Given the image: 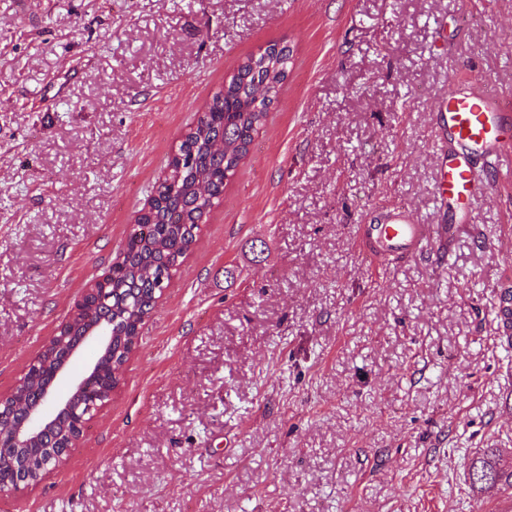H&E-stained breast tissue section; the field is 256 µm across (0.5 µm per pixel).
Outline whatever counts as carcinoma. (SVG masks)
Wrapping results in <instances>:
<instances>
[{"mask_svg": "<svg viewBox=\"0 0 512 512\" xmlns=\"http://www.w3.org/2000/svg\"><path fill=\"white\" fill-rule=\"evenodd\" d=\"M290 59V47L273 42L239 63L224 88L183 135L177 155L169 162L167 177L112 262L107 291L60 327L57 347L41 352L36 360L38 369L27 374L14 400L36 399L45 375L64 357L70 344L86 329L99 325L112 328V351L98 358L97 373L86 385L81 407L101 391L103 381L116 380L114 374L121 373L145 319L196 242L200 226L224 194L226 181L263 128L287 78ZM77 431L73 417L63 416L56 424L50 448L45 444L36 449L11 448L5 439L0 443V469L10 473L16 469L37 482L43 476L45 456L51 451L68 454L70 438ZM465 468L474 487L512 488V464H504L492 449L469 458Z\"/></svg>", "mask_w": 512, "mask_h": 512, "instance_id": "obj_1", "label": "carcinoma"}]
</instances>
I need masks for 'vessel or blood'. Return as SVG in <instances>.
Returning a JSON list of instances; mask_svg holds the SVG:
<instances>
[{
	"label": "vessel or blood",
	"mask_w": 512,
	"mask_h": 512,
	"mask_svg": "<svg viewBox=\"0 0 512 512\" xmlns=\"http://www.w3.org/2000/svg\"><path fill=\"white\" fill-rule=\"evenodd\" d=\"M436 121L442 138L438 146L439 165L436 204L446 214L439 224L413 223L402 208L389 210L377 224H364L360 236L373 264L392 263L432 253L443 259L458 233L471 224L479 182L471 164L472 152H482L487 160L505 167L512 157V94L463 90L450 83L440 102Z\"/></svg>",
	"instance_id": "1"
}]
</instances>
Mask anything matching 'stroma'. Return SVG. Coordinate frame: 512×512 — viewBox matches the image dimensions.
I'll return each instance as SVG.
<instances>
[{
    "mask_svg": "<svg viewBox=\"0 0 512 512\" xmlns=\"http://www.w3.org/2000/svg\"><path fill=\"white\" fill-rule=\"evenodd\" d=\"M273 41L279 98L118 389L0 512H496L463 462L512 461V179L442 264L371 269L357 230L440 222L433 115L454 79L512 90V0H0V396ZM501 301L497 308V318L500 322L501 334L497 336L498 340L512 342V302L510 300H503V292L506 288H512L510 280H505L501 285ZM511 309V313H510Z\"/></svg>",
    "mask_w": 512,
    "mask_h": 512,
    "instance_id": "1",
    "label": "stroma"
}]
</instances>
